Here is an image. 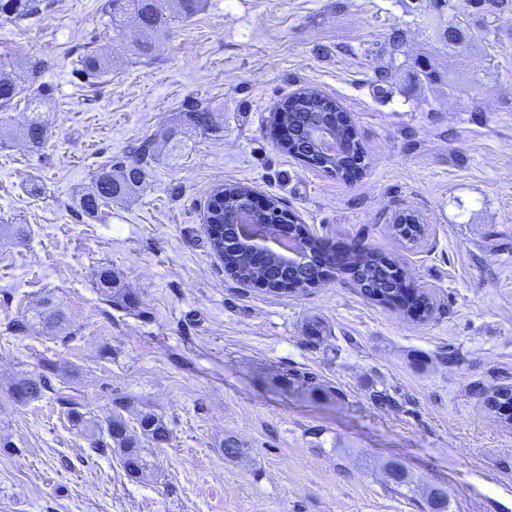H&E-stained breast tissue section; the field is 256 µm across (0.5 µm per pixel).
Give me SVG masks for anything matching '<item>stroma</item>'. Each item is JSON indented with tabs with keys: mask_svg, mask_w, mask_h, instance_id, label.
<instances>
[{
	"mask_svg": "<svg viewBox=\"0 0 512 512\" xmlns=\"http://www.w3.org/2000/svg\"><path fill=\"white\" fill-rule=\"evenodd\" d=\"M104 3L47 0L36 21L0 24L15 77L35 57L50 88L40 151L17 136L30 110L0 114V225L29 227L25 242L0 239V512H431L432 488L447 512H512V428L485 406L512 386V13L479 24L460 0H203L146 61ZM451 22L469 31L464 50L439 40ZM394 33L400 50L384 52ZM86 43L112 55L92 86L75 73ZM418 61L432 81L413 80ZM307 87L343 107L362 170L331 176L280 147L272 113ZM195 99L210 130L158 141L135 193L77 213L100 165L128 160ZM237 183L330 247L395 259L431 317L368 302L340 273L292 295L238 283L204 230L211 195ZM400 212L421 217V240L394 236ZM104 266L139 312L97 292ZM44 298L72 340L43 332ZM313 315L320 344L302 331ZM44 355L97 419L115 393L163 415L171 439L148 448L146 479L93 453L59 406L7 399ZM285 367L321 390L284 384ZM229 442L240 456H225ZM394 464L415 492L391 491Z\"/></svg>",
	"mask_w": 512,
	"mask_h": 512,
	"instance_id": "obj_1",
	"label": "stroma"
}]
</instances>
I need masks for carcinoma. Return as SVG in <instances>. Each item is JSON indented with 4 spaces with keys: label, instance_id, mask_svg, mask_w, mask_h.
<instances>
[{
    "label": "carcinoma",
    "instance_id": "carcinoma-1",
    "mask_svg": "<svg viewBox=\"0 0 512 512\" xmlns=\"http://www.w3.org/2000/svg\"><path fill=\"white\" fill-rule=\"evenodd\" d=\"M175 9H168L165 0H106L104 12L110 16L112 26L118 31L128 27L141 33L136 42L134 54L141 58H150L154 52L153 37L170 33L173 24L197 13L201 0H174ZM43 0H0V23L18 24L37 17L42 13ZM463 7L483 16L512 12V0H463ZM440 40L450 46L459 47L465 43L466 32L457 24L450 22L439 34ZM7 62L0 60V112H7L15 105L19 96L17 84L5 72ZM76 72L89 80H98L107 75L112 66L110 58L100 54L94 48H85L76 60ZM43 62L34 60L28 67L27 109L35 113L22 131V137L33 150H39L47 138L44 124L36 112L49 92L41 81ZM339 104L320 91L308 88L294 96L285 98L274 112V121L280 127L291 132L290 139L283 149L294 158L309 167L341 177L350 175L353 169H360L366 158L365 147L348 126L336 122L331 135L344 144L339 156L328 154L318 148L310 135V129L323 112H338ZM211 112L209 104L201 99L185 105L180 124L163 132L166 139L172 140L183 134L182 128L189 127L205 130L209 127ZM157 161L154 139L146 137L132 149L131 161L109 162L94 175L91 186L76 200L78 212L95 217L101 208L112 200L123 199L134 192L143 183L147 170ZM251 188L243 184L228 185L218 189L210 198L205 214L206 231L213 252L224 262V269L236 280L255 285L262 282L266 292L289 293L299 290L326 273V270L314 260L320 250L318 238L307 237L304 249L309 253L310 261L304 264L285 265L280 257L272 255L265 261L264 267H255L247 248L241 243L229 224L234 216L246 204ZM269 210L258 214V224H291L292 214L282 208L278 200H271ZM396 236L414 241L423 236L424 229L419 224L399 222L393 225ZM351 280L361 284L362 295L370 301L395 305L409 316L419 312H433V303L428 292L411 287L399 280V270L394 261L374 250L360 249L346 259ZM96 288L106 301L119 307H134L137 298L130 292L116 287L112 270L102 267L96 276ZM42 310L36 312L39 320L52 330H65L63 312L51 305L50 300L41 304ZM281 379L287 384H298L313 390L321 389V384L310 372L285 369ZM7 393L12 401L26 406L35 401L47 399L64 409L71 427L79 433L91 437V448L100 455L112 452L120 454V463L130 479H140L148 469L144 445L160 446L171 439V430L163 417L152 410L140 411L136 417V426L126 423L121 410L126 402L121 397L112 400L115 410L106 417V422L122 432L113 435L105 433L103 424L97 422L86 411L78 390L70 386V377L57 360L40 357L36 374L12 382ZM488 409L500 422L512 426V387L497 388L485 398Z\"/></svg>",
    "mask_w": 512,
    "mask_h": 512
}]
</instances>
